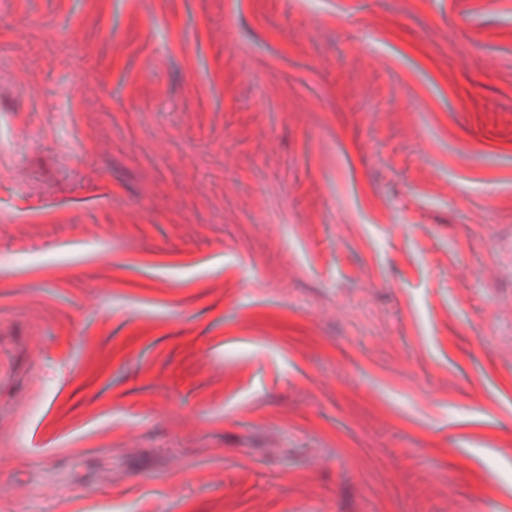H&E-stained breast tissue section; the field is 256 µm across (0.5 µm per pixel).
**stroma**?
<instances>
[{
	"label": "stroma",
	"instance_id": "stroma-1",
	"mask_svg": "<svg viewBox=\"0 0 512 512\" xmlns=\"http://www.w3.org/2000/svg\"><path fill=\"white\" fill-rule=\"evenodd\" d=\"M0 512H512V0H0Z\"/></svg>",
	"mask_w": 512,
	"mask_h": 512
}]
</instances>
